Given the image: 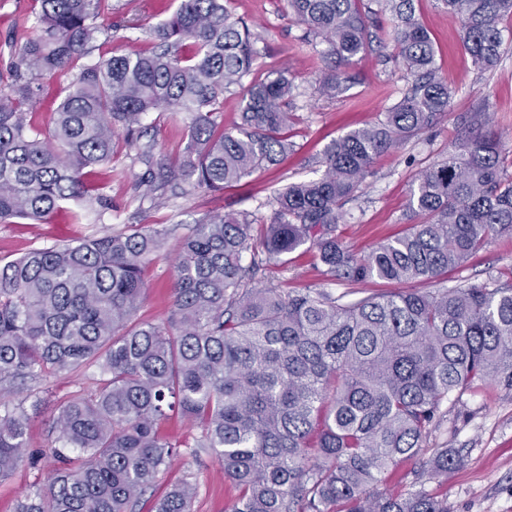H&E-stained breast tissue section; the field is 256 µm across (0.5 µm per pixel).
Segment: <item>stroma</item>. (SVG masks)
Instances as JSON below:
<instances>
[{"label": "stroma", "mask_w": 512, "mask_h": 512, "mask_svg": "<svg viewBox=\"0 0 512 512\" xmlns=\"http://www.w3.org/2000/svg\"><path fill=\"white\" fill-rule=\"evenodd\" d=\"M111 4V11L100 19L108 33L95 42L88 62L112 54L150 50L153 29L166 18L159 0H111ZM37 8V0H0L2 88L13 81L10 62L22 46L13 35V24ZM229 9L233 17L245 19L258 36L257 76H264L274 67L283 70L295 86V121L288 130L294 151L280 164L256 172L238 186L221 192L200 189L156 208L139 197L136 182L145 171L144 165L132 162L128 147L119 145L108 189L112 209L104 219L91 213L79 224L59 218L49 224H0L1 262L60 239L81 240L135 224L170 228L165 249L145 270L146 297L137 313L139 320L160 321L172 306V266L181 239L197 220L232 211L270 216L271 201L278 189L321 177L327 145L349 131L376 123L407 88L406 73L393 57L391 17H382L373 27L371 48L353 67L354 84L341 94L327 96L319 94L317 86L329 60L304 44V28L287 0H231ZM414 16L430 33L440 76L456 91L454 108L433 128L381 156L362 188L345 202L338 233L345 247L361 256L407 229L411 185L421 170L453 150L459 132L458 114L481 109L491 112L507 149L512 151V20L499 24L504 50L500 63L493 70L480 72L462 47L459 19L448 13L440 0H414ZM146 125L147 138L155 145V162L183 158L187 142L183 115L156 111L149 114ZM269 275L291 291L325 285L333 295L348 293L359 298L389 289L387 283L376 279L326 284L322 265L313 253L301 250L289 255L287 265L270 267ZM489 281L512 286L510 235L494 237L448 274L452 287ZM93 377L89 369L52 379L47 392L40 394L35 407L28 410L31 452L40 453L50 445L49 429L59 402L82 395L92 387ZM440 448L459 449L461 465L445 477L419 484L415 481V463L406 461L386 474L381 490L406 496L423 487L446 497L448 512H512V390L483 383L443 405L420 459L429 460ZM52 467L53 461L47 456H41L34 467L21 463L0 482V512H14L17 501L37 477L49 475ZM185 474L196 475L200 484L194 512H229L232 492L214 459L183 455L170 471L160 474L158 484L166 486Z\"/></svg>", "instance_id": "1"}]
</instances>
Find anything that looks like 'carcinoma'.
Segmentation results:
<instances>
[{"mask_svg": "<svg viewBox=\"0 0 512 512\" xmlns=\"http://www.w3.org/2000/svg\"><path fill=\"white\" fill-rule=\"evenodd\" d=\"M413 0H288L307 33L322 36L336 67L319 87L354 82L350 64L371 46L376 13L395 20V60L410 85L378 123L350 131L326 150L325 174L288 184L270 218L253 212L196 222L175 263L173 304L162 323L139 321L144 267L171 229L135 226L0 263V479L25 460L28 415L8 396L34 393L47 378L95 367L100 378L57 408L51 476L16 512H140L181 445L160 433L172 414L198 430L189 453L204 452L235 492L232 512H448L421 489L407 497L374 491L412 460L448 399L477 382L512 390V287L446 286L448 269L495 236L512 234V178L490 113L459 117L448 158L420 172L401 235L358 256L337 234L343 203L376 159L435 126L455 90L438 74ZM0 90V224H46L65 212L79 223L87 202L110 209L98 169L112 165L114 138L135 147L150 112L189 117L186 155L138 184L159 204L197 189L213 192L288 155L294 86L283 72L250 81L242 122L224 131V94L255 71L250 26L226 0H178L153 30L152 51L87 64L110 0H39ZM461 19L474 66L502 55L498 27L512 0H441ZM36 30L35 37L27 36ZM70 75L44 129L27 120L34 85ZM317 252L326 280L430 283L425 290L341 301L325 288L288 291L265 277L299 249ZM461 462L441 448L416 470L433 479ZM196 478L156 497L151 512H193Z\"/></svg>", "mask_w": 512, "mask_h": 512, "instance_id": "carcinoma-1", "label": "carcinoma"}]
</instances>
